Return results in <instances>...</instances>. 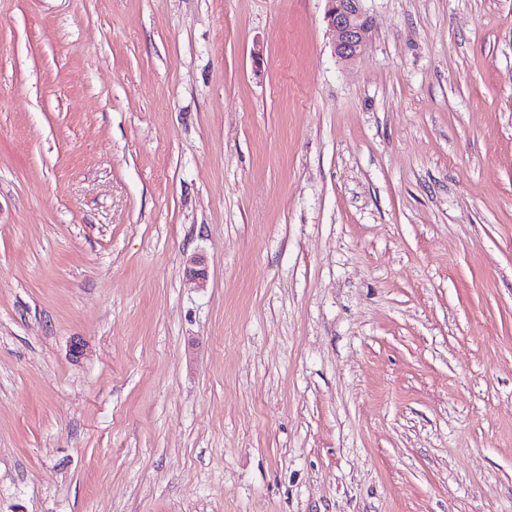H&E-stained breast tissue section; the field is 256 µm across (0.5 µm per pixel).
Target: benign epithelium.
I'll list each match as a JSON object with an SVG mask.
<instances>
[{"label":"benign epithelium","instance_id":"benign-epithelium-1","mask_svg":"<svg viewBox=\"0 0 512 512\" xmlns=\"http://www.w3.org/2000/svg\"><path fill=\"white\" fill-rule=\"evenodd\" d=\"M326 20L337 58L351 61L361 54L371 28L364 0H327Z\"/></svg>","mask_w":512,"mask_h":512}]
</instances>
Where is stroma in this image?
<instances>
[{
	"label": "stroma",
	"mask_w": 512,
	"mask_h": 512,
	"mask_svg": "<svg viewBox=\"0 0 512 512\" xmlns=\"http://www.w3.org/2000/svg\"><path fill=\"white\" fill-rule=\"evenodd\" d=\"M326 7L0 0V512H512V0ZM365 0H327L326 20L337 58L351 61L361 54L371 28Z\"/></svg>",
	"instance_id": "obj_1"
}]
</instances>
